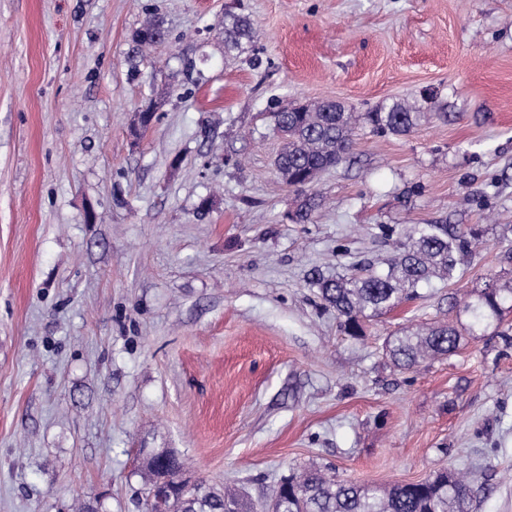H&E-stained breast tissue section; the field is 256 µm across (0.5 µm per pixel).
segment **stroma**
<instances>
[{"label":"stroma","mask_w":512,"mask_h":512,"mask_svg":"<svg viewBox=\"0 0 512 512\" xmlns=\"http://www.w3.org/2000/svg\"><path fill=\"white\" fill-rule=\"evenodd\" d=\"M229 12L251 50H225ZM325 100L426 118L358 128L297 224L269 114ZM435 223L482 231L464 278L343 335L314 279ZM511 244L512 0H0V512H146L152 448L255 504L312 466L477 470L472 512H512V307L478 336L461 309L512 280ZM439 322L457 355L386 357Z\"/></svg>","instance_id":"35a3bbf8"}]
</instances>
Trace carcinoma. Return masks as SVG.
<instances>
[{
    "instance_id": "carcinoma-1",
    "label": "carcinoma",
    "mask_w": 512,
    "mask_h": 512,
    "mask_svg": "<svg viewBox=\"0 0 512 512\" xmlns=\"http://www.w3.org/2000/svg\"><path fill=\"white\" fill-rule=\"evenodd\" d=\"M159 27L158 21H148L136 33L137 44L149 48L161 43ZM224 38L227 50L241 49L242 41L253 39L252 23L237 15L224 17ZM271 118L274 132L284 139L275 167L282 182L303 195L293 220L305 223L318 207L316 197L308 191L321 172L344 161L359 122L370 125L376 134H403L416 126L419 113L394 104L386 111L357 115L328 101L316 106L299 104L273 112ZM480 238L481 231L476 228L464 231L455 224H422L414 235L395 240L397 258L385 263H356L351 273L319 279L315 286L326 305L336 310L341 331L361 336L364 321L419 296L418 288L431 278L450 285L459 283L462 261L477 254ZM509 300L512 287L486 284L465 303L470 331L500 321ZM459 347V331L443 322L411 336L396 337L387 354L395 366L411 370L429 357H451ZM145 479L148 491L159 492L147 504L152 512H242L237 492L227 488L217 492L203 480L197 494L186 495L157 455L149 457ZM481 479L479 473L454 476L440 472L425 480L397 484L380 494L311 469L273 486L262 503V512H471Z\"/></svg>"
}]
</instances>
